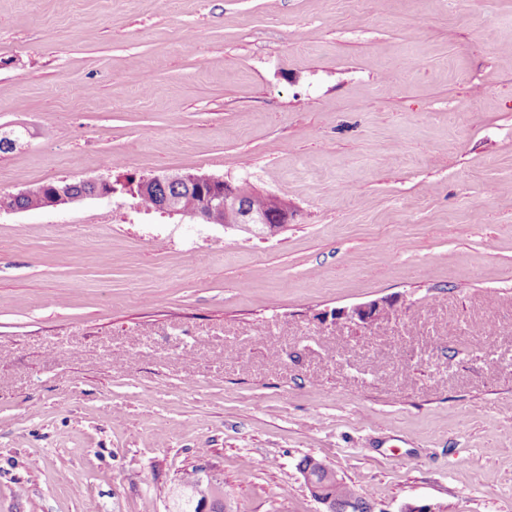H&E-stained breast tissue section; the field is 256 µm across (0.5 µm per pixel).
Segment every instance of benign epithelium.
<instances>
[{"mask_svg":"<svg viewBox=\"0 0 512 512\" xmlns=\"http://www.w3.org/2000/svg\"><path fill=\"white\" fill-rule=\"evenodd\" d=\"M156 183L171 184L176 193L165 194L156 198V211L167 214L180 212V196L178 192L188 189L196 190L201 198V203L196 208L192 218L198 224L210 223V214L216 209H222L227 214L226 228L242 227L248 224L260 223L270 232H275L288 224V206L281 203L278 198H271L273 211L265 216H255L243 203L247 196V186L233 183L220 177L197 173H164L153 177L132 178V180L108 178L86 180L84 184L89 191L76 194L70 190V186L54 188L43 202L45 208H62L86 198L112 197L117 194H127L134 198L148 192V189ZM390 309V304L385 299L372 300L366 303L354 305L350 308L336 310V322H348L363 325H372L379 321L383 314ZM305 483L315 500L324 506L323 512H339V505L331 499L323 496L321 483L311 473V468L301 464L298 466Z\"/></svg>","mask_w":512,"mask_h":512,"instance_id":"benign-epithelium-1","label":"benign epithelium"}]
</instances>
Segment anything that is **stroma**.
I'll return each instance as SVG.
<instances>
[{"label":"stroma","instance_id":"obj_1","mask_svg":"<svg viewBox=\"0 0 512 512\" xmlns=\"http://www.w3.org/2000/svg\"><path fill=\"white\" fill-rule=\"evenodd\" d=\"M12 130L0 193L192 172L294 218L0 212V512H175L201 466L321 512L306 456L512 512V0H0ZM390 309L386 299L372 300L354 305L350 308L336 310L334 316L336 323L348 322L363 325H372L379 321L383 314Z\"/></svg>","mask_w":512,"mask_h":512}]
</instances>
